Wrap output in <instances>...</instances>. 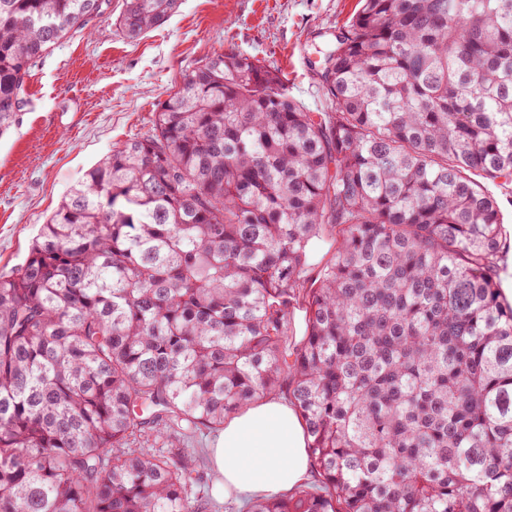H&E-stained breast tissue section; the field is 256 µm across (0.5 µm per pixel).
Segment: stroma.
Returning a JSON list of instances; mask_svg holds the SVG:
<instances>
[{
	"label": "stroma",
	"instance_id": "35a3bbf8",
	"mask_svg": "<svg viewBox=\"0 0 512 512\" xmlns=\"http://www.w3.org/2000/svg\"><path fill=\"white\" fill-rule=\"evenodd\" d=\"M108 17L72 33L38 58L27 102L12 133L0 139V275L26 260L31 244L67 192L114 147L150 133L158 104L184 74L215 53L237 51L280 70L288 91L310 110L321 100L310 82L323 32L342 25L357 0H181L162 27L129 41ZM205 430L183 439L194 449L210 512H244L215 495Z\"/></svg>",
	"mask_w": 512,
	"mask_h": 512
}]
</instances>
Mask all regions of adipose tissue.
<instances>
[{
	"instance_id": "obj_1",
	"label": "adipose tissue",
	"mask_w": 512,
	"mask_h": 512,
	"mask_svg": "<svg viewBox=\"0 0 512 512\" xmlns=\"http://www.w3.org/2000/svg\"><path fill=\"white\" fill-rule=\"evenodd\" d=\"M210 453L215 486L228 498L280 496L313 477L304 427L277 392L226 418Z\"/></svg>"
}]
</instances>
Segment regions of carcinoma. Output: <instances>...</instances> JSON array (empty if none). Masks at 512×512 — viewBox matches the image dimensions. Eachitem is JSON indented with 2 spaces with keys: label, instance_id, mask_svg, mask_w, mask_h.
Here are the masks:
<instances>
[{
  "label": "carcinoma",
  "instance_id": "cac0c4a2",
  "mask_svg": "<svg viewBox=\"0 0 512 512\" xmlns=\"http://www.w3.org/2000/svg\"><path fill=\"white\" fill-rule=\"evenodd\" d=\"M107 2L0 0V139ZM358 4L320 110L205 58L0 275V512H208L180 437L283 387L319 485L245 512H512V232L474 179H512V0Z\"/></svg>",
  "mask_w": 512,
  "mask_h": 512
}]
</instances>
